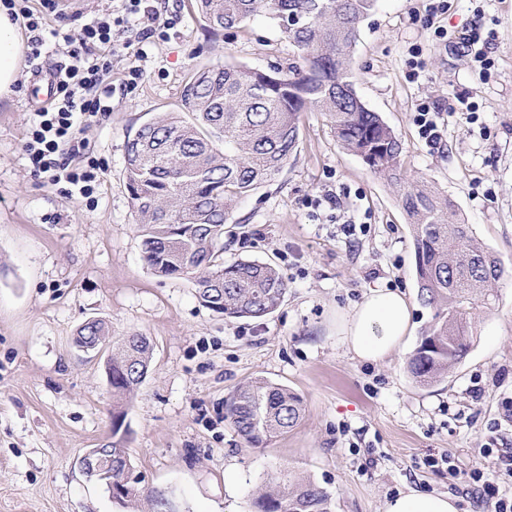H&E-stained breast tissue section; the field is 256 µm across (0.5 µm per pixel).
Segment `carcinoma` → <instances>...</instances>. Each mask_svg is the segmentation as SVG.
<instances>
[{
    "mask_svg": "<svg viewBox=\"0 0 512 512\" xmlns=\"http://www.w3.org/2000/svg\"><path fill=\"white\" fill-rule=\"evenodd\" d=\"M377 0H195L214 35L257 15L278 26L297 62L284 71L216 64L193 73L177 112L141 123L128 136L126 180L148 266L158 275L193 277L199 300L227 318H262L288 288L272 263L221 259L224 224L234 204L283 171L295 154L303 113H324L340 147L374 173L403 185L412 226L418 297L433 309L407 369L433 384L469 353L471 322L494 298L498 258L459 222L448 199L423 183L404 184L401 142L366 107L350 80L363 21ZM78 334L111 335L98 320ZM153 344L140 333L112 342V490L124 505L141 497L125 448L126 403L149 370ZM225 417L250 446L296 427L301 397L256 379L224 400ZM254 512H332V497L310 480L260 490Z\"/></svg>",
    "mask_w": 512,
    "mask_h": 512,
    "instance_id": "1",
    "label": "carcinoma"
}]
</instances>
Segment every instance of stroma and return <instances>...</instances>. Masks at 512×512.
<instances>
[{
	"label": "stroma",
	"instance_id": "35a3bbf8",
	"mask_svg": "<svg viewBox=\"0 0 512 512\" xmlns=\"http://www.w3.org/2000/svg\"><path fill=\"white\" fill-rule=\"evenodd\" d=\"M177 23L112 58L111 112L84 132L101 170L93 200H69L35 178L22 146L32 109L0 100V512H125L77 459L112 434V391L102 359L78 351L79 327L103 320L114 337L149 336L150 370L127 406L126 446L140 512H252L257 491L305 478L327 490L333 512H384L415 489L456 497L458 512H491L465 489L473 472L512 495L486 433L512 448V0H448L423 21L426 0H377L363 22L351 80L402 144L408 176L448 197L502 261L508 276L481 310L467 356L423 385L407 361L432 311L413 310L405 345L379 364L354 358L336 336V311L373 288L417 296L411 227L401 192L337 143L328 118L304 113L288 166L235 205L224 260L275 264L288 280L260 319L204 307L188 277L155 274L144 260L127 188L131 127L176 111L194 72L217 63L287 67L293 50L262 16L210 34L192 0H166ZM493 31L486 76L460 43L472 23ZM417 79H409L412 59ZM140 70L128 85L131 70ZM477 105L468 123L453 107ZM441 111L437 144L414 123L421 103ZM366 225L349 237L341 224ZM263 378L298 393L303 414L287 434L247 445L224 416L237 388ZM449 464H441V456Z\"/></svg>",
	"mask_w": 512,
	"mask_h": 512
}]
</instances>
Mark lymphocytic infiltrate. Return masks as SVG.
Masks as SVG:
<instances>
[{
	"instance_id": "f902f5d3",
	"label": "lymphocytic infiltrate",
	"mask_w": 512,
	"mask_h": 512,
	"mask_svg": "<svg viewBox=\"0 0 512 512\" xmlns=\"http://www.w3.org/2000/svg\"><path fill=\"white\" fill-rule=\"evenodd\" d=\"M118 9L93 16L77 32L62 30L67 19L60 0H0L12 18H23L31 47L30 60H38L51 45L68 47L67 59L57 67L53 100L35 110L25 135L23 151L34 176L51 185L65 184L68 198L93 194L95 173L77 167L87 157L83 132L93 118L111 111L112 57L118 49L114 28L138 29L140 42L164 36L174 19L162 18L155 0H120Z\"/></svg>"
}]
</instances>
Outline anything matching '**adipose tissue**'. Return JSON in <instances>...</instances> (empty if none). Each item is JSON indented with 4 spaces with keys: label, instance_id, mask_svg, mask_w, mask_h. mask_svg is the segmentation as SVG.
Listing matches in <instances>:
<instances>
[{
    "label": "adipose tissue",
    "instance_id": "adipose-tissue-1",
    "mask_svg": "<svg viewBox=\"0 0 512 512\" xmlns=\"http://www.w3.org/2000/svg\"><path fill=\"white\" fill-rule=\"evenodd\" d=\"M26 49L18 24L0 6V98L14 96ZM412 310L404 293L374 288L353 308L337 312L336 334L358 360L380 363L402 346L411 329ZM385 512H457V507L451 496L412 490L388 501Z\"/></svg>",
    "mask_w": 512,
    "mask_h": 512
}]
</instances>
